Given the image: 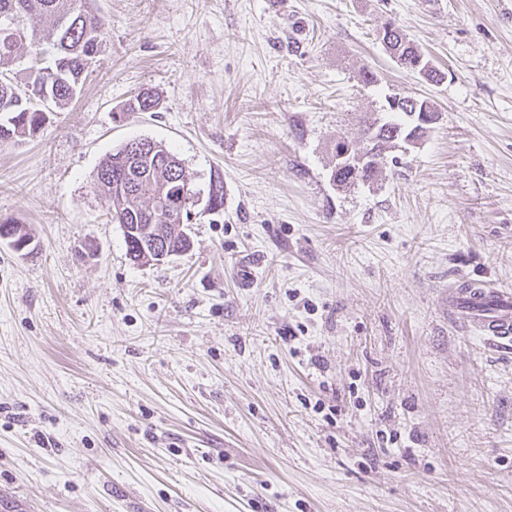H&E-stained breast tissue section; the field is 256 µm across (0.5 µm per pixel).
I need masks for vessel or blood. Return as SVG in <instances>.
I'll return each instance as SVG.
<instances>
[{"mask_svg":"<svg viewBox=\"0 0 512 512\" xmlns=\"http://www.w3.org/2000/svg\"><path fill=\"white\" fill-rule=\"evenodd\" d=\"M449 315L469 333L499 346L512 347V291L464 278L445 296Z\"/></svg>","mask_w":512,"mask_h":512,"instance_id":"vessel-or-blood-1","label":"vessel or blood"}]
</instances>
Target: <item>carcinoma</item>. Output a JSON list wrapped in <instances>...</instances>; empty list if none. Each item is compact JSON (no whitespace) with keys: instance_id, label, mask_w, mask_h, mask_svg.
Masks as SVG:
<instances>
[{"instance_id":"cac0c4a2","label":"carcinoma","mask_w":512,"mask_h":512,"mask_svg":"<svg viewBox=\"0 0 512 512\" xmlns=\"http://www.w3.org/2000/svg\"><path fill=\"white\" fill-rule=\"evenodd\" d=\"M92 0H0V143L31 138L45 123V112L65 109L81 92L97 62L104 41L105 21L90 7ZM382 43L407 72L439 83L446 73L429 65L404 31L388 21ZM29 56L28 76L18 81L16 61ZM158 101L149 92L129 100L124 112H153ZM384 117L365 125L372 142L369 157L360 164L336 161L331 179L339 188L366 183L375 176V158L399 141L422 137L429 126L423 113L438 119L425 99L410 92L385 96ZM126 142L109 154L93 174L96 188L112 203V222L127 225L123 232L127 254L136 263H149L140 245L151 242L148 225L166 229L165 238L174 252L189 246L185 230L195 193L182 161L162 143L146 139L141 153Z\"/></svg>"}]
</instances>
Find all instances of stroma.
Wrapping results in <instances>:
<instances>
[{
    "instance_id": "stroma-1",
    "label": "stroma",
    "mask_w": 512,
    "mask_h": 512,
    "mask_svg": "<svg viewBox=\"0 0 512 512\" xmlns=\"http://www.w3.org/2000/svg\"><path fill=\"white\" fill-rule=\"evenodd\" d=\"M93 8L80 94L0 145V221L31 237L0 241V512H512V351L441 303L512 289V0ZM388 21L443 83L397 65ZM399 90L437 122L337 189V132L366 146L346 113ZM138 138L224 185L159 264L92 181Z\"/></svg>"
}]
</instances>
